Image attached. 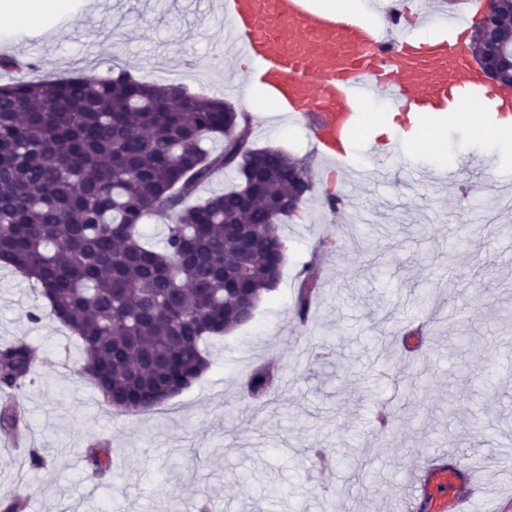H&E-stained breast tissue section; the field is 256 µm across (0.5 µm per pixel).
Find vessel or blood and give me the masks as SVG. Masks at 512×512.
<instances>
[{"mask_svg":"<svg viewBox=\"0 0 512 512\" xmlns=\"http://www.w3.org/2000/svg\"><path fill=\"white\" fill-rule=\"evenodd\" d=\"M479 0H415L393 21L384 0L367 17L315 8L312 0H222L224 52L242 83L260 82L279 112L303 124L321 156L342 161L366 103L428 115L488 102L512 115V94L488 86L471 66V18ZM433 29L424 37V29ZM481 448L465 458L431 448L411 472L400 512H473Z\"/></svg>","mask_w":512,"mask_h":512,"instance_id":"b4317fda","label":"vessel or blood"}]
</instances>
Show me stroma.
I'll list each match as a JSON object with an SVG mask.
<instances>
[{"label":"stroma","instance_id":"1","mask_svg":"<svg viewBox=\"0 0 512 512\" xmlns=\"http://www.w3.org/2000/svg\"><path fill=\"white\" fill-rule=\"evenodd\" d=\"M112 22L104 0H66L54 17L24 32L0 22V55L33 64V79L76 76L108 66L142 81L179 84L253 115V141L306 166L314 183L298 216L280 227L286 256L274 292L254 319L212 340L210 366L189 389L142 415H102L98 390L81 379L69 331L47 313L29 283L0 266V344L39 348L33 380L18 397L22 439L0 433V502L28 498L33 512H171L206 499L210 512H399L405 481L428 448L512 442V217L497 191L462 198L455 182L422 185L419 168H458L482 154L478 131L450 124L443 156L427 149L394 156L396 179L353 182L320 158L308 133L279 112L258 111L237 86L232 58L217 46L224 24L215 0H123ZM96 45L99 53L89 56ZM337 194L338 209L328 206ZM324 282L300 324L295 274L320 239ZM437 332L402 342L418 318ZM328 344L338 373L310 378L307 349ZM266 365L281 382L267 410L241 414L242 388ZM392 378H384V369ZM424 391L417 402L408 382ZM103 442L119 453L120 476L92 478L83 456ZM359 458L368 479L343 465L308 466L307 450ZM43 466L30 482V460Z\"/></svg>","mask_w":512,"mask_h":512}]
</instances>
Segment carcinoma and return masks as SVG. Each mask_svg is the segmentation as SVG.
<instances>
[{"label":"carcinoma","mask_w":512,"mask_h":512,"mask_svg":"<svg viewBox=\"0 0 512 512\" xmlns=\"http://www.w3.org/2000/svg\"><path fill=\"white\" fill-rule=\"evenodd\" d=\"M503 64L512 68V0H503ZM220 139L215 152L208 143ZM285 152L256 148L249 122L220 99L107 69L52 82L0 85V261L38 287L76 337L80 375L121 413L143 414L192 386L209 367L204 345L242 325L241 298L275 290L271 248L285 260L279 225L297 215L312 183L281 166ZM237 183L201 203L197 189L225 170ZM300 193L269 222L272 207ZM169 218L163 246L140 226ZM319 253L297 271L295 309L306 323L322 283ZM36 348L0 345V390L32 380ZM312 364L337 366L321 346ZM267 373H251L246 408L268 404ZM16 402L0 404V431L18 429ZM93 475H113L110 449H86Z\"/></svg>","instance_id":"cac0c4a2"}]
</instances>
